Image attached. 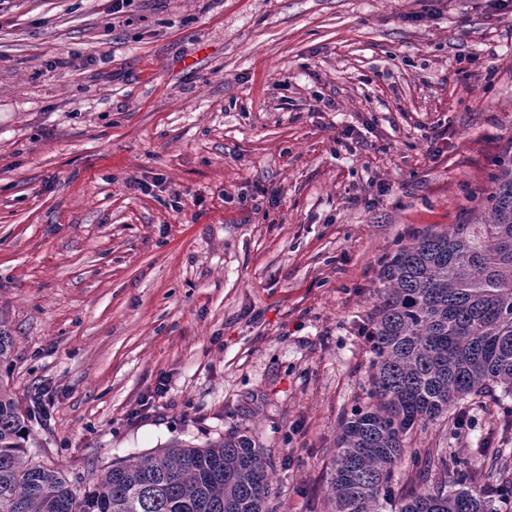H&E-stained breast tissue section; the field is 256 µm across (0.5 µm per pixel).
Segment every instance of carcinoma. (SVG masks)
<instances>
[{"label": "carcinoma", "mask_w": 512, "mask_h": 512, "mask_svg": "<svg viewBox=\"0 0 512 512\" xmlns=\"http://www.w3.org/2000/svg\"><path fill=\"white\" fill-rule=\"evenodd\" d=\"M368 336L370 402L336 434L330 512H496L486 487L512 495V448L494 449L475 477L467 461L439 448L437 478L421 492L393 487L392 470L407 454L419 460L408 447L415 428L467 398L512 397V158L466 222L412 240L386 263ZM14 342L0 325V364ZM30 436L0 379V512H267L273 473L246 435L129 456L79 493L31 458ZM450 468L461 474L452 491Z\"/></svg>", "instance_id": "obj_1"}]
</instances>
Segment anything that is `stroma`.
Wrapping results in <instances>:
<instances>
[{
  "label": "stroma",
  "instance_id": "stroma-1",
  "mask_svg": "<svg viewBox=\"0 0 512 512\" xmlns=\"http://www.w3.org/2000/svg\"><path fill=\"white\" fill-rule=\"evenodd\" d=\"M511 154L512 0H0V320L31 455L81 490L244 433L269 512H326L383 266ZM459 410L413 431L426 473L512 447V399Z\"/></svg>",
  "mask_w": 512,
  "mask_h": 512
}]
</instances>
